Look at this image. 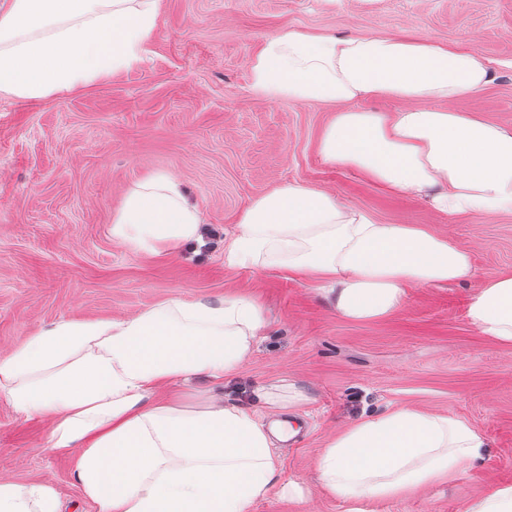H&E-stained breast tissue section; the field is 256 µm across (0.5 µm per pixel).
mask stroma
Returning <instances> with one entry per match:
<instances>
[{"mask_svg": "<svg viewBox=\"0 0 512 512\" xmlns=\"http://www.w3.org/2000/svg\"><path fill=\"white\" fill-rule=\"evenodd\" d=\"M324 35H407L469 43L512 59V0H160L157 31L121 73L48 97H0V358L63 319H121L170 298L253 297L264 339L224 383L225 401L264 422L301 424L275 452L298 498L253 512H346L318 479L327 443L355 422L398 407L466 420L486 459L452 479L385 500L377 512H464L488 486L512 483V347L480 334L467 302L484 280L512 272V215L459 221L326 162L319 140L331 108L269 102L250 91V61L282 27ZM512 126V70L465 102ZM176 176L223 242L251 200L301 183L388 224H424L469 248L471 283L412 289L390 316L341 318L316 281L277 266H228L221 246L196 261L157 259L113 243L112 213L131 184ZM287 384L289 409L262 394ZM46 421L0 401V479L55 485L61 512H80L68 459L48 448Z\"/></svg>", "mask_w": 512, "mask_h": 512, "instance_id": "obj_1", "label": "stroma"}]
</instances>
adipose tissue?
Here are the masks:
<instances>
[{
	"mask_svg": "<svg viewBox=\"0 0 512 512\" xmlns=\"http://www.w3.org/2000/svg\"><path fill=\"white\" fill-rule=\"evenodd\" d=\"M158 11L159 0H10L0 11V96L38 99L119 73L154 37ZM250 74L263 99L335 106L319 143L327 162L452 218L512 213V127L456 107L496 78L476 47L286 27L253 55ZM369 99L403 107L361 108ZM202 222L180 180L157 172L128 189L109 232L124 250L159 257L197 241ZM265 256L315 277L352 322L389 316L410 289L461 285L475 274L470 252L427 225L387 224L304 184L253 199L224 251L235 267ZM466 317L512 346V273L483 282ZM264 329L247 296L61 320L0 360V399L22 419L47 421L50 450L69 460L82 502L96 512H252L273 492L302 494L274 452L294 425L265 424L220 398L187 409L173 387L201 374L223 385ZM487 448L463 419L397 408L332 439L320 480L347 512H374L376 502L483 462ZM0 512H61L59 494L46 481H0Z\"/></svg>",
	"mask_w": 512,
	"mask_h": 512,
	"instance_id": "1",
	"label": "adipose tissue"
}]
</instances>
